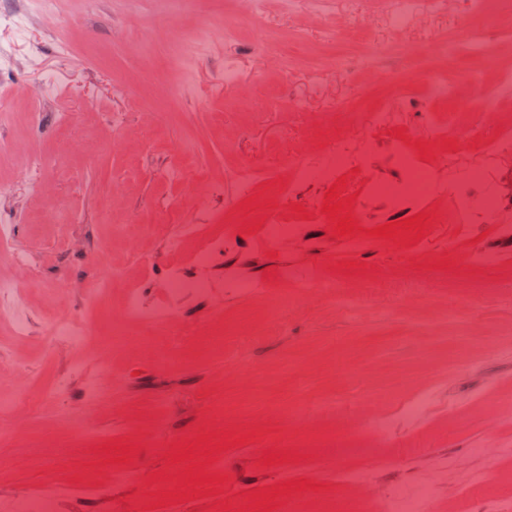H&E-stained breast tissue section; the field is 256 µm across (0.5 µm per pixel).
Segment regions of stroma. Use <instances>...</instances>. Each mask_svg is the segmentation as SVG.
Wrapping results in <instances>:
<instances>
[{"label": "stroma", "mask_w": 512, "mask_h": 512, "mask_svg": "<svg viewBox=\"0 0 512 512\" xmlns=\"http://www.w3.org/2000/svg\"><path fill=\"white\" fill-rule=\"evenodd\" d=\"M35 8L36 0H0V12L20 11L28 20L21 31L0 26V97L17 84L53 82L51 97L41 105L42 132L32 133L22 121L26 100L0 111V140L11 146L10 164H0V221L15 224L18 245L50 255L44 269L49 281L60 267L80 278L87 273L84 259L58 244L70 233L85 236L100 270L108 274L124 259L130 242L180 262L181 224L207 214L237 225L263 217L259 208L241 210L243 197L233 185H226L218 199L205 195V182L257 163L274 176H287L290 159L308 142H329L330 111L354 99L361 112L348 119V127L370 132L378 145L370 176L396 178L388 160L390 133L370 128L368 112L377 103L387 104L405 114L410 140H431L422 103L401 81L408 77L425 85L436 68V46L461 26L481 24L469 0H447L443 12L424 11L402 31L388 26L375 0L363 10L338 0L322 18H293L274 5L256 20L237 10L234 0H199L196 9L182 12L177 31L156 37L146 60L136 46L147 26L161 20L159 0L136 12L125 0H60L70 21L66 28L41 21ZM348 19L366 25L372 40L389 48L374 74L361 71L360 46L339 48L321 37L324 29ZM225 20L239 29L241 39L222 30ZM205 25L210 28L206 58L172 65V43ZM267 35L287 43V65L247 50L246 39ZM338 52L348 61L346 73L310 83V70L327 66L329 55ZM477 65V59L464 58L449 71L458 101L452 108L437 107L440 117L448 118V136L467 165L478 163L481 153L463 139L464 128L484 124L490 145L498 127L512 124V100L490 101L469 84L467 72ZM228 66L243 86L255 87L252 98H239L233 88L216 94ZM180 85L186 92L178 97L174 91ZM119 86L125 90L121 98L113 95ZM156 111L164 115L161 125L144 128L141 114ZM116 112L125 116L117 129L112 126ZM228 125L241 129V136L225 139ZM111 136L116 147L100 151V141ZM34 148L50 163L32 180L22 172ZM175 165L184 166V180L160 178V171ZM110 179L120 183L115 200L100 192L101 183ZM498 179L508 193L496 223L458 225L441 205L430 234L412 249L383 239L356 256L325 225L303 223L308 245L320 252L321 266L337 287L358 286V319L325 304L292 312L284 335L242 344L244 360L236 373L212 336L160 359L145 352L135 358L117 349L112 377L101 387L102 405L93 413L79 409L83 383L76 378L64 399L44 398L35 419L0 414V460L6 462L0 470V503L28 489L57 496L60 512H144L149 490L174 488L169 477L177 468L167 465L159 444L193 440L204 431H233L248 435V442L221 451L204 472L234 476L243 489L308 479L314 487L307 497L315 498L323 512H333L354 494L339 479L343 469H375L376 491L382 495L454 459L457 467L438 481L432 512H460L459 489L474 475L480 481L470 512H489L496 499L512 496V457L497 453L498 445L512 443V419L495 417L501 401L512 399V236L499 229L512 222V152L499 157ZM171 197L183 202L182 222L172 226L162 213ZM487 249L498 255V263L473 267V254ZM250 250V239H242L226 270L244 266L252 277L266 279L296 256L293 248L277 245L273 257L253 264ZM444 254L450 268H424V260ZM342 260L368 269L339 273L334 266ZM417 275L429 279L426 291L393 295V283ZM452 300L459 315L450 324L445 315ZM183 312L210 318L213 326L237 338L269 319L264 299L245 302L230 294L204 305L188 300ZM32 327L29 345L15 353L0 325V400L49 389L66 369L70 351L45 355L40 322ZM479 341L490 344L488 354L475 353ZM355 381L362 384L365 401L375 404L392 387H434L448 410L420 425L397 426L384 437L375 427L359 424L352 401ZM125 404L139 407L137 422L124 423L116 414V407ZM118 438L139 445L142 470L112 481L99 497H69L71 479H99L100 449ZM282 441L299 462L262 465L266 447ZM404 446L413 448V456H400ZM482 446L485 455L471 456V449ZM161 469L166 480L151 481Z\"/></svg>", "instance_id": "1"}]
</instances>
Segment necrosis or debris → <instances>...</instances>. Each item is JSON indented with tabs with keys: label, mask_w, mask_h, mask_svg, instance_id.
Masks as SVG:
<instances>
[{
	"label": "necrosis or debris",
	"mask_w": 512,
	"mask_h": 512,
	"mask_svg": "<svg viewBox=\"0 0 512 512\" xmlns=\"http://www.w3.org/2000/svg\"><path fill=\"white\" fill-rule=\"evenodd\" d=\"M443 70L454 69L461 56L481 60V69L472 71L469 81L478 92H491L492 96L512 94V72L500 75L493 88H486L484 72L492 68L495 61L487 49L486 34L481 30L461 28L452 42L438 48ZM512 149V127L500 131L494 145L483 150L479 166L469 169L448 165V179L436 181L433 163L421 160L401 139L392 142V159L400 176L394 180H366L357 184L355 191L359 200L383 201L392 214L412 216L415 211L432 205L439 197L448 198L451 216L458 224H486L499 214L502 195L496 178L498 153ZM374 150L371 140L349 130L338 132L334 141L321 151L302 152L289 166L288 181L277 184L279 194L286 195L302 182L318 181L332 186L338 177L351 169L367 168ZM240 234L234 225L219 227L213 224H189L183 226L184 238L196 241V248L186 256L192 266L191 273H184L182 266L169 265L163 282V292L153 305H145L137 288L125 285L123 269H113L111 275L100 276L84 295L93 306L112 313L114 321L131 319L143 324L149 338L140 340L143 348L156 354H165L169 344H188L197 341L203 333L201 322L186 317L181 311L182 302L189 297L212 299L218 290L214 284L213 271L218 260L232 252ZM15 227L0 224V251L8 255L15 275L0 280V321L6 322L17 344L28 340L32 307L28 302V284L40 280L43 257L33 251H21L14 247ZM284 288H272L267 284L242 276L225 282L228 293L247 299L265 296L270 300L268 323L254 330H247L249 341L258 342L266 337L282 335L288 327V315L301 307L317 302L341 309L350 316L357 315L359 305L353 293L338 289L334 280L326 277L315 259H308L303 266L284 267L279 272ZM122 285L120 302H113L112 290ZM91 328L80 311L65 315L47 316L44 322L43 346L53 351L65 345L74 349L75 357L69 365L68 374L82 378L84 397L89 409H96L100 402L99 382L112 373V359L107 350L92 354L83 353L81 347ZM433 389L424 388L412 393L390 394L386 403L363 415L365 423L387 433L394 420L407 423L421 421L436 411ZM373 472L367 470H345L341 479L349 485L359 486L360 496L354 501L350 512H431L435 498L436 479L432 476L420 478L410 486H397L383 496L370 494Z\"/></svg>",
	"instance_id": "obj_1"
}]
</instances>
